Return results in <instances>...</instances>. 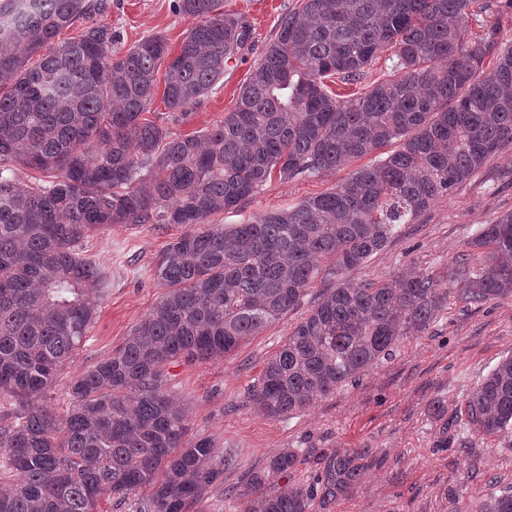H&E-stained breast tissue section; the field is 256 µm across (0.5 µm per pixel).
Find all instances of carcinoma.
<instances>
[{"instance_id":"carcinoma-1","label":"carcinoma","mask_w":512,"mask_h":512,"mask_svg":"<svg viewBox=\"0 0 512 512\" xmlns=\"http://www.w3.org/2000/svg\"><path fill=\"white\" fill-rule=\"evenodd\" d=\"M177 7L194 19L177 54L161 34L122 54L112 26L94 20L107 0H0V394L16 404L0 423V464L16 476L0 512H98L101 498L141 489L137 512H189L232 456L189 437L166 366L233 353L317 280L318 303L248 391L267 417L294 415L388 359L451 295L474 307L512 299V213L482 225L468 242L478 255L460 253L445 286L413 269L333 282L512 142V46L489 22L511 15L512 0H300L234 110L191 136L146 117L159 70L168 120L183 121L252 32L224 0ZM81 19L90 24L58 40ZM472 23L481 32L466 39ZM386 49L390 78L346 100L329 93L324 78L354 84ZM394 140L397 150L331 192L247 224L210 223L274 173L325 175ZM18 164L53 179L21 182ZM111 224L183 231L152 267L166 292L119 349L72 381L58 415L42 398L94 322L91 296L105 293V273L80 244ZM465 407L478 432L512 435V355ZM369 457L323 453L310 484L281 487L297 462L284 449L248 476V512H314L351 493ZM477 512H512V491L486 494Z\"/></svg>"}]
</instances>
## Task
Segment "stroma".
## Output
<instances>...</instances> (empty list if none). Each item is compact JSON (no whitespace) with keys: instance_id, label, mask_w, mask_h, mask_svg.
<instances>
[{"instance_id":"obj_1","label":"stroma","mask_w":512,"mask_h":512,"mask_svg":"<svg viewBox=\"0 0 512 512\" xmlns=\"http://www.w3.org/2000/svg\"><path fill=\"white\" fill-rule=\"evenodd\" d=\"M108 3L104 20L117 31L118 45L124 49L159 33L171 51H178L193 24L179 13L177 0ZM296 3L224 0L225 12L251 27L252 45L225 72L222 86L192 107L186 121L171 125L174 135H194L223 120L266 45L276 38L281 14ZM371 161L368 155L356 158L320 177L284 180L271 175L253 197L213 215L211 221L244 224L295 206L332 191ZM504 212H512V143L469 182L401 225L383 250L342 277L353 284L381 281L413 267L446 278L477 228ZM180 232L177 225L115 224L86 240L85 255L108 274L110 284L97 303L86 342L60 367L48 392V404L56 413L70 405V382L121 347L159 301L163 290L152 277V266ZM321 291V283H314L300 306L223 359L167 366L168 387L186 411L191 435L209 438L218 451L233 455L223 478L191 512H244L246 502L238 493L248 475L286 448L298 454L287 479L291 485L311 482L323 452L370 449L363 483L323 512H475L489 490H511L512 446L468 424L465 396L502 357L512 354V299L469 308L449 298L436 323L426 333L404 339L391 359L293 418L266 417L254 410L248 391L267 359L316 305ZM444 438L464 440L466 451L438 448Z\"/></svg>"}]
</instances>
